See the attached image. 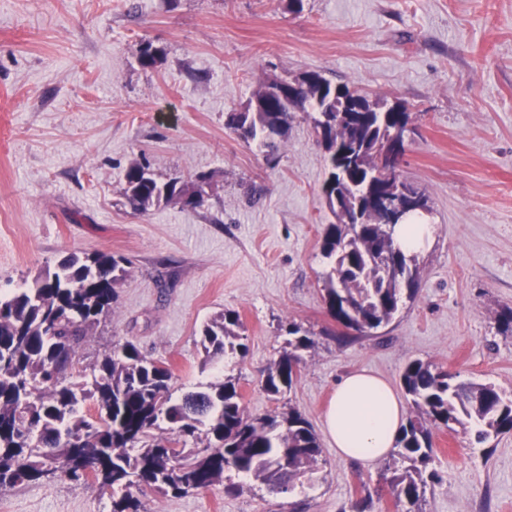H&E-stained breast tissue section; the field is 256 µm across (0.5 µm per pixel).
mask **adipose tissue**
Listing matches in <instances>:
<instances>
[{
  "mask_svg": "<svg viewBox=\"0 0 512 512\" xmlns=\"http://www.w3.org/2000/svg\"><path fill=\"white\" fill-rule=\"evenodd\" d=\"M403 419L404 409L393 388L361 371L337 384L325 426L338 455L369 464L394 447Z\"/></svg>",
  "mask_w": 512,
  "mask_h": 512,
  "instance_id": "1",
  "label": "adipose tissue"
}]
</instances>
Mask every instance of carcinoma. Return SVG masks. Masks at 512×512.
<instances>
[{"label": "carcinoma", "instance_id": "carcinoma-1", "mask_svg": "<svg viewBox=\"0 0 512 512\" xmlns=\"http://www.w3.org/2000/svg\"><path fill=\"white\" fill-rule=\"evenodd\" d=\"M161 60V49L148 40L140 42L141 67L154 68ZM305 75L310 81L296 91L293 109L281 103L288 96V78L276 77L261 84L242 111L229 116V125L244 140H259L273 166L276 139L287 135L294 113L311 117L327 156L325 205L336 213V193L344 191L342 205L358 207L365 215L359 224L332 221L324 230L322 256L330 265L323 286L327 310L347 330L360 322L378 330L418 290V255L400 248L393 230L374 215L377 206L369 204L394 186L379 170L375 155L393 132L412 124V115L374 99L372 111L340 117L341 99L368 94L334 85L317 71ZM200 180L211 182L213 176L161 181L149 165L134 159L123 173V195L137 214L172 202L194 210L204 200L184 198ZM384 264L394 271L390 279L381 273ZM126 275L122 257L72 255L57 271L36 279L34 287L0 298V490L43 480H91L113 493L112 512H138L133 486L144 494L178 497L223 479L224 492L237 494L243 484L233 481L236 476L271 491L293 492L299 478L318 468L319 441L292 408L264 417L248 414L236 377L226 375L204 390L176 397L169 368L130 342L121 352L112 350L89 364V382L66 373L89 329L112 310L115 288ZM242 328L240 315L232 310L205 323L201 345L206 359L246 354ZM286 333L282 353L263 378L264 390L273 396L292 388L299 375L295 367L314 345L312 333L297 323H288ZM401 382L414 416L401 428L385 483L395 505L405 502L406 512H422L419 504L435 477L428 471L432 429L459 426L484 444L512 432V397L491 383L459 381L420 359L406 365ZM87 402L97 408L94 422L80 413ZM159 429L162 433L155 434ZM44 448L57 453L58 466L50 474ZM86 463L97 465L94 475L83 471Z\"/></svg>", "mask_w": 512, "mask_h": 512}]
</instances>
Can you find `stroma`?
Segmentation results:
<instances>
[{"mask_svg": "<svg viewBox=\"0 0 512 512\" xmlns=\"http://www.w3.org/2000/svg\"><path fill=\"white\" fill-rule=\"evenodd\" d=\"M144 39L163 52L152 69L137 61ZM309 70L414 118L400 174L428 196L434 235L414 299L369 336H337L327 312L332 216L310 118L297 113L273 166L227 126L264 80ZM135 158L164 178L213 173L217 190L194 210L134 213L122 176ZM97 251L129 274L81 363L129 341L171 369L178 395L237 376L249 414L296 409L322 448L306 492L219 482L143 496L140 512H348L368 491L371 512H397L377 493L384 460L339 457L324 413L344 375L397 390L414 359L512 396V335L497 327L512 307V0H0V293ZM227 310L249 349L211 364L199 332ZM291 322L314 346L273 397L261 380ZM433 446L423 512H512V432L478 444L437 428ZM0 512H112V497L32 482L0 491Z\"/></svg>", "mask_w": 512, "mask_h": 512, "instance_id": "35a3bbf8", "label": "stroma"}]
</instances>
